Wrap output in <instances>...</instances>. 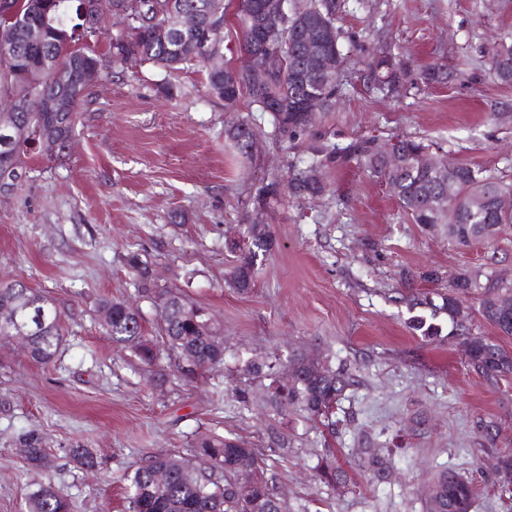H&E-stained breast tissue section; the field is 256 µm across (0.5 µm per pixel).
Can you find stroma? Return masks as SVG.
Returning a JSON list of instances; mask_svg holds the SVG:
<instances>
[{
  "instance_id": "stroma-1",
  "label": "stroma",
  "mask_w": 512,
  "mask_h": 512,
  "mask_svg": "<svg viewBox=\"0 0 512 512\" xmlns=\"http://www.w3.org/2000/svg\"><path fill=\"white\" fill-rule=\"evenodd\" d=\"M340 2L336 24L355 41L344 46L351 79L321 120L327 142L411 136L512 179V85L491 77L484 54L491 39L512 41V0ZM365 41L386 44L411 73L441 64L461 78L370 92ZM241 119L258 132L248 158L224 135ZM305 157V143L274 135L270 114L248 99L230 111L210 95L202 66L102 75L69 149L34 160L0 194V283L18 280L47 297L64 326L47 366L20 339L0 338V512H27L48 484L73 512H125L127 474L156 454L199 466L194 442L212 434L257 448L289 512H429L427 488L446 470L473 484L470 512H512L499 469L512 455V376L484 378L456 337L420 336L403 300L447 291L458 272L484 265L512 282V228L468 248L422 232L391 189L352 161L323 171L321 197L294 199L286 185ZM253 224L270 227L274 247L241 293L228 283L237 255L225 242ZM131 250L158 287L182 289L222 328L223 363L193 383H159L99 325L101 300L135 297ZM300 354L355 369L332 426L299 409L284 418L264 410L263 380L244 373L250 360L285 369ZM243 389L252 403L240 401ZM28 430L50 448V468L27 464L18 437ZM76 445L95 454V472L70 458ZM328 452L347 485L317 478ZM377 455L394 462L387 480L370 467Z\"/></svg>"
}]
</instances>
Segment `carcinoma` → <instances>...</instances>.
Here are the masks:
<instances>
[{"label":"carcinoma","instance_id":"cac0c4a2","mask_svg":"<svg viewBox=\"0 0 512 512\" xmlns=\"http://www.w3.org/2000/svg\"><path fill=\"white\" fill-rule=\"evenodd\" d=\"M103 9L122 8L130 16L125 32L115 34L108 54L100 53L93 42L102 33L87 25L83 18V0H12L18 12L33 15L39 21L35 29L24 36L13 34V24L0 18V100L23 95L32 105L53 91L54 84L65 78L73 86L78 106H84L90 89L62 73L59 61L82 30L86 41L78 66L84 69L110 66H141L152 64L166 70H184L203 65L209 92L234 108L246 93L251 103L261 112L271 113L274 130L292 141L311 138L317 140V123L321 113L305 110V101L317 95L325 100H336L344 86L345 33L335 24L340 9L336 0H287L286 14L267 32L271 44L282 47L286 55L283 70L273 76L263 89L249 85L248 66L259 62L252 53L253 29L246 4L238 0L237 24L241 31V55L249 56L248 64L234 70L224 68L223 46L206 42V28L213 22L226 21L224 0H98ZM198 11L201 27L183 30L178 27L179 15L187 10ZM320 19L334 30L335 37L322 45L323 50L336 53L338 64L336 83L328 84L316 75L305 72L307 47L298 30L309 19ZM167 28L161 35L159 28ZM197 47V54L189 56V46ZM490 71L503 83H512V42L499 41L488 49ZM407 73L404 64L382 48L368 50L367 78L371 86L385 94H395L404 86ZM457 78L441 65L431 64L418 74L423 85L444 83ZM81 112H15L11 117L10 141L0 144V187L15 188L26 175L34 150L33 142L47 138L60 141L47 158L60 156L68 147V137L74 134ZM240 155H251V143L256 134L246 120L225 130ZM397 161L387 159L382 142L376 138H361L339 146L337 144L310 145V156L304 170L288 181L289 195L297 200L318 197L325 191L322 181L310 173L341 166L351 160L357 162L372 177L385 182L394 193L402 212L411 223L422 230H433L465 246L495 239L505 226H512V181L494 177L480 167L460 162L446 167L445 156L421 139L397 136L389 140ZM488 224L494 227L492 235L476 238L470 234V225ZM274 244L271 231L264 224H252L238 246L241 254L231 273L234 288L247 292L253 286V269L260 256L269 253ZM126 263L136 276L137 295L157 309L158 334L147 335L142 315L133 316L126 301L105 299L100 303L99 316L103 328L112 341L133 350L139 361L160 369L159 379L166 380L163 360H175L174 375L184 382L224 362V344L214 337L221 328L201 307L189 303L177 289L154 288L152 272L142 264L137 251L126 255ZM509 291L490 276L478 271L464 270L452 279L448 292L439 299L428 293H419L410 299V308H422L431 317L445 314L451 328L464 336L468 364L488 379L512 375V354L482 336L470 333L463 324L464 301L471 294L481 295L484 318L504 335L512 336V313L504 314L496 308L500 294ZM15 311L16 322H0V336L14 334L16 325L33 330L29 356L42 365L52 363L63 336L60 313L41 294L21 281L0 285V306ZM409 327L424 337L439 335V328L427 322L426 317H411ZM293 377L284 391L275 387L278 380L272 371L266 373V404L274 412L286 415L300 408L310 417L328 420L335 414L336 405L347 388L353 386L355 374L351 367L333 366L304 355L292 363ZM20 443L28 463L47 467L49 449L43 446L42 436L31 430ZM212 457L211 471H196L188 460L172 454L151 457L128 478L129 490L126 512H288V503L279 497L263 477L256 449L230 435L204 437L196 442ZM68 454L81 467L92 470L97 466L93 453L81 446L68 449ZM320 480L334 488L347 481L345 470L334 462L316 466ZM164 480L157 479L158 473ZM257 477L251 499H241L236 492L240 480ZM475 488L452 471L438 475L430 489L431 512H470ZM28 512H71L70 502L52 487H41L32 494Z\"/></svg>","mask_w":512,"mask_h":512}]
</instances>
